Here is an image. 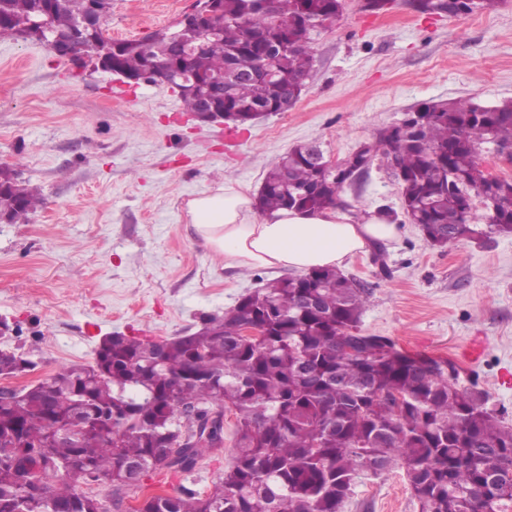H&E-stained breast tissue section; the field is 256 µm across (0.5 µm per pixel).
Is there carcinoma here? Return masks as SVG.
<instances>
[{"label": "carcinoma", "instance_id": "obj_1", "mask_svg": "<svg viewBox=\"0 0 512 512\" xmlns=\"http://www.w3.org/2000/svg\"><path fill=\"white\" fill-rule=\"evenodd\" d=\"M108 2L0 0V27L42 18L58 41L79 37L82 51L106 50L112 68L150 82L162 61L174 88L184 78L198 85L178 93L186 111L208 99L240 126L257 106L290 109L285 98L313 67L309 20L322 25L342 9V0H274L268 14L259 0H221L199 44L201 33L178 39L168 27L114 39L108 16L92 18V5ZM265 64L270 78L256 75ZM421 109L426 124L384 129L362 144L355 166L366 171L377 154H394L404 211L431 246L512 235V178L488 181L477 160L482 144L512 146V100L454 98ZM343 188L310 155L291 151L266 171L258 208L318 211L336 205ZM474 195L486 209L481 219ZM40 203L28 185L17 199L0 196L17 222ZM368 300L360 280L335 268L278 277L196 332L157 346L112 333L92 363L64 364L21 393H0V512H96L98 498L78 484L110 486L119 497L137 488L132 465L144 475L189 472L214 442L198 439L164 469L170 431L203 430L226 407L235 411L236 441L224 477L205 495L148 497L141 512H341L361 472L397 462L418 512H482L480 491L491 481L500 489L492 512H512V428L478 392L458 386L454 362L363 334ZM248 321L264 328L261 341L242 336Z\"/></svg>", "mask_w": 512, "mask_h": 512}]
</instances>
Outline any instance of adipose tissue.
I'll use <instances>...</instances> for the list:
<instances>
[{
	"label": "adipose tissue",
	"instance_id": "ef3b65f1",
	"mask_svg": "<svg viewBox=\"0 0 512 512\" xmlns=\"http://www.w3.org/2000/svg\"><path fill=\"white\" fill-rule=\"evenodd\" d=\"M188 212L197 234L226 261L300 272L341 265L396 233L395 225L375 209L357 218L340 206L280 210L259 220L249 196L230 183L190 200Z\"/></svg>",
	"mask_w": 512,
	"mask_h": 512
}]
</instances>
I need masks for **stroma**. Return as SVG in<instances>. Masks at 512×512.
<instances>
[{"instance_id":"stroma-1","label":"stroma","mask_w":512,"mask_h":512,"mask_svg":"<svg viewBox=\"0 0 512 512\" xmlns=\"http://www.w3.org/2000/svg\"><path fill=\"white\" fill-rule=\"evenodd\" d=\"M194 0H112L107 29L138 38L172 24ZM314 65L300 100L248 126L200 123L171 89L76 71L37 42L0 35V165L38 188L44 203L26 221L0 224V349L29 355L31 385L58 364L92 362L113 332L167 339L223 314L282 268L225 263L194 232L189 200L233 182L258 192L291 147L317 142L343 159L421 103L512 99V0L468 15L425 16L397 0L371 16L346 0L342 20L315 29ZM341 200L355 210L398 211L397 233L344 268L370 290L361 328L411 354L459 367L458 384L482 392L512 426V236L430 246L402 216L399 184L384 157ZM479 356H471V345ZM224 445L187 473H150L154 488L205 494L231 460ZM343 512H416L402 467L361 474Z\"/></svg>"}]
</instances>
